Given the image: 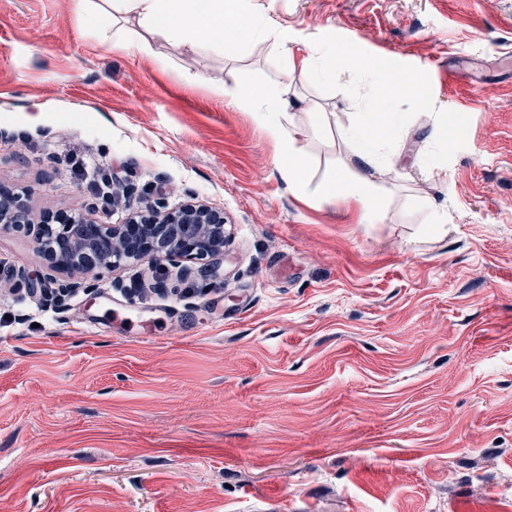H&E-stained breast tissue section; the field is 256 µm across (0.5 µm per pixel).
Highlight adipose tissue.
I'll use <instances>...</instances> for the list:
<instances>
[{"mask_svg":"<svg viewBox=\"0 0 512 512\" xmlns=\"http://www.w3.org/2000/svg\"><path fill=\"white\" fill-rule=\"evenodd\" d=\"M241 0H80L79 15L83 23L102 30H111L108 50H136L150 56L153 40H177L191 51L200 52L220 45L225 54H236L239 41L225 36L214 42L211 31L223 27L226 8L238 7ZM134 18L141 28L139 34H131L119 27L118 15ZM349 71L355 76L372 79L385 101H393L413 91L421 82L416 72L397 73L359 55L347 44H332L324 51L303 58L300 73L304 78L330 76L338 71ZM218 95H231L235 103L251 112L254 121L279 143L280 150L275 166L288 184L290 193L305 194L306 185L301 177L302 158L296 141V131L290 121L288 108L291 83H283L278 91L264 94L245 88L227 90L224 80L218 76L205 79ZM360 128L370 142L369 148L357 155L359 171L354 180L343 176L331 177L319 192L320 199L328 205L342 207L357 203L366 213H379L382 202L368 189L367 170L377 168L381 158L377 144L391 140L394 125L389 113L374 108L360 115Z\"/></svg>","mask_w":512,"mask_h":512,"instance_id":"obj_1","label":"adipose tissue"}]
</instances>
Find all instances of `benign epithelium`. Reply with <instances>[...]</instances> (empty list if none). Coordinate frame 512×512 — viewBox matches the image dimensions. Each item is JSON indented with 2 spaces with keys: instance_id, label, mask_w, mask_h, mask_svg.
Listing matches in <instances>:
<instances>
[{
  "instance_id": "benign-epithelium-1",
  "label": "benign epithelium",
  "mask_w": 512,
  "mask_h": 512,
  "mask_svg": "<svg viewBox=\"0 0 512 512\" xmlns=\"http://www.w3.org/2000/svg\"><path fill=\"white\" fill-rule=\"evenodd\" d=\"M18 193L0 188V232L30 230ZM37 248L53 267H119L152 257L158 261L205 260L224 254V216L187 203L163 215L152 212L129 224H87L80 217H44Z\"/></svg>"
}]
</instances>
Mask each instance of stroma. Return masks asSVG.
Returning a JSON list of instances; mask_svg holds the SVG:
<instances>
[{"mask_svg":"<svg viewBox=\"0 0 512 512\" xmlns=\"http://www.w3.org/2000/svg\"><path fill=\"white\" fill-rule=\"evenodd\" d=\"M238 19L268 27L235 56L149 58L106 51L78 0H0V185L30 219L192 201L227 232L212 286L166 262L54 269L0 232L19 289L0 512H512V0H243ZM331 43L423 78L390 108L375 215L314 199L358 171L370 81L296 79L299 198L251 113L190 80L269 91ZM73 154L124 198L98 209Z\"/></svg>","mask_w":512,"mask_h":512,"instance_id":"stroma-1","label":"stroma"}]
</instances>
